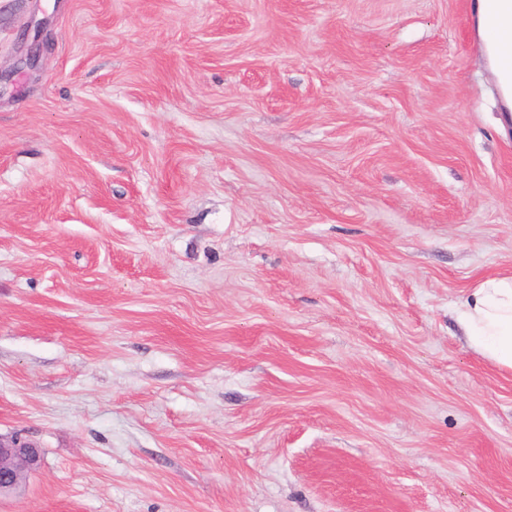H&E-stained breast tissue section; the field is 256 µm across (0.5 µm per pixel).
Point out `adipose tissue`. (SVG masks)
I'll list each match as a JSON object with an SVG mask.
<instances>
[{
    "label": "adipose tissue",
    "instance_id": "1",
    "mask_svg": "<svg viewBox=\"0 0 512 512\" xmlns=\"http://www.w3.org/2000/svg\"><path fill=\"white\" fill-rule=\"evenodd\" d=\"M454 319L470 347L512 370V275L482 280L455 308Z\"/></svg>",
    "mask_w": 512,
    "mask_h": 512
}]
</instances>
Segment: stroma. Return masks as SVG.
<instances>
[{"instance_id":"35a3bbf8","label":"stroma","mask_w":512,"mask_h":512,"mask_svg":"<svg viewBox=\"0 0 512 512\" xmlns=\"http://www.w3.org/2000/svg\"><path fill=\"white\" fill-rule=\"evenodd\" d=\"M473 9L0 0V512H512L452 316L512 274ZM42 464L40 449L20 434L0 435V496L24 486L28 473L40 469Z\"/></svg>"}]
</instances>
